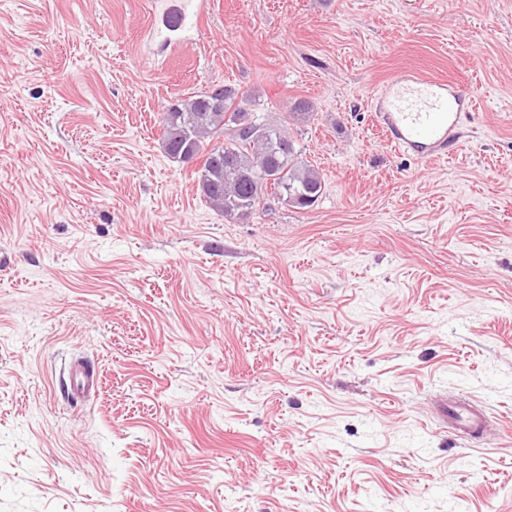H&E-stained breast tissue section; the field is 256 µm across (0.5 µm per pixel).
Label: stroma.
Returning a JSON list of instances; mask_svg holds the SVG:
<instances>
[{
  "label": "stroma",
  "instance_id": "stroma-1",
  "mask_svg": "<svg viewBox=\"0 0 512 512\" xmlns=\"http://www.w3.org/2000/svg\"><path fill=\"white\" fill-rule=\"evenodd\" d=\"M150 9L0 0V512H512V0H212L171 53ZM399 69L475 89L445 159L382 143ZM215 84L311 102L314 207L224 218L165 153ZM72 378L70 380V390L72 395L80 397L94 383L95 371L93 367L86 365L83 361H76L72 366ZM479 403L465 395L462 398L444 402L439 409V414L443 421L448 423V429L457 436L474 442H485L487 415Z\"/></svg>",
  "mask_w": 512,
  "mask_h": 512
}]
</instances>
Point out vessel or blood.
Instances as JSON below:
<instances>
[{
    "label": "vessel or blood",
    "instance_id": "b4317fda",
    "mask_svg": "<svg viewBox=\"0 0 512 512\" xmlns=\"http://www.w3.org/2000/svg\"><path fill=\"white\" fill-rule=\"evenodd\" d=\"M207 6L208 0H152L149 39L163 40L172 48L179 46L197 31ZM473 103L468 87L419 71L395 72L379 90V115L388 142L425 162L456 147L462 111ZM94 377L93 367L75 362L70 380L72 395H83L92 387ZM439 414L457 436L480 442L487 434V415L471 397L443 403Z\"/></svg>",
    "mask_w": 512,
    "mask_h": 512
}]
</instances>
